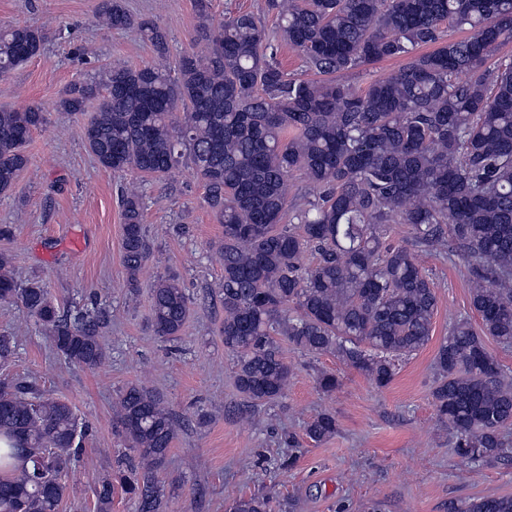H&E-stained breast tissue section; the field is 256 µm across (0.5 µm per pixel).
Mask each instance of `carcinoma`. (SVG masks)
Listing matches in <instances>:
<instances>
[{
    "label": "carcinoma",
    "mask_w": 512,
    "mask_h": 512,
    "mask_svg": "<svg viewBox=\"0 0 512 512\" xmlns=\"http://www.w3.org/2000/svg\"><path fill=\"white\" fill-rule=\"evenodd\" d=\"M196 47L174 68L107 67L67 90L61 107L84 112L86 147L114 173L165 178L185 160L203 200L224 227L218 297L224 349L235 356L234 383L253 405L271 406L291 377L279 337L307 353H330L383 388L397 362L430 339L438 297L420 249L456 253L481 282L470 314L448 326L431 395L465 461L507 453L512 376L485 338L512 345V0H269L279 42L305 61L311 78L276 61L278 42L252 13L218 18L196 0ZM97 22L136 29L161 56L168 34L138 20L123 0H101ZM468 31L451 39L444 26ZM44 34L29 24L0 26V80L39 56ZM405 57L365 89L337 75ZM46 123L32 105L0 108V195L13 191L30 159L26 146ZM297 173L318 189L288 206ZM143 198L122 199L123 266L137 287L152 256ZM407 224L408 243L388 226ZM317 261L306 267L307 251ZM152 327L175 339L191 300L175 275L151 289ZM0 302L20 305L67 362L94 369L106 358L103 315L62 311L39 280L19 281L0 256ZM114 419L139 459L121 490L136 512H161L157 477L176 434L162 398L126 385ZM86 427L72 406L26 381L0 382V512H59L66 478L82 455ZM336 433L319 413L307 435ZM114 484L95 488L94 512H112ZM263 495L239 497L229 512H267ZM451 512H512V496L465 500Z\"/></svg>",
    "instance_id": "obj_1"
}]
</instances>
